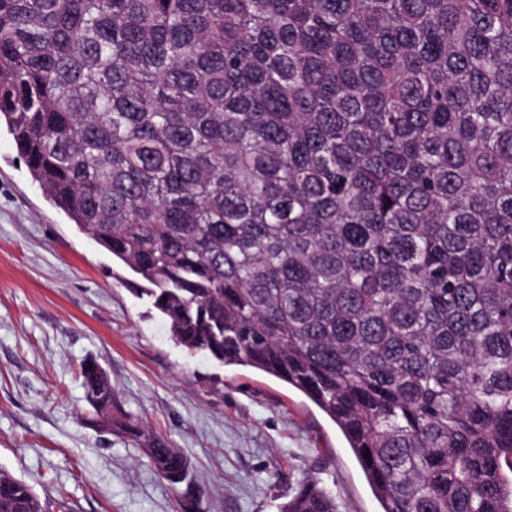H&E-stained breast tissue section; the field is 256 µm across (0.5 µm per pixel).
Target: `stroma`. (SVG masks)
<instances>
[{
	"mask_svg": "<svg viewBox=\"0 0 512 512\" xmlns=\"http://www.w3.org/2000/svg\"><path fill=\"white\" fill-rule=\"evenodd\" d=\"M125 270L54 208L0 129V469L46 512H180L140 448L88 423L96 360L117 406L168 438L198 512H278L307 477L337 512H381L339 428L261 371L186 353Z\"/></svg>",
	"mask_w": 512,
	"mask_h": 512,
	"instance_id": "1",
	"label": "stroma"
}]
</instances>
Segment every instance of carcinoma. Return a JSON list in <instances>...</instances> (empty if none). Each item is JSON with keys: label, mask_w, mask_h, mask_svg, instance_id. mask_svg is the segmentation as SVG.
I'll list each match as a JSON object with an SVG mask.
<instances>
[{"label": "carcinoma", "mask_w": 512, "mask_h": 512, "mask_svg": "<svg viewBox=\"0 0 512 512\" xmlns=\"http://www.w3.org/2000/svg\"><path fill=\"white\" fill-rule=\"evenodd\" d=\"M1 123L178 345L336 423L382 512H512V0H0ZM0 512L44 509L1 469Z\"/></svg>", "instance_id": "1"}]
</instances>
